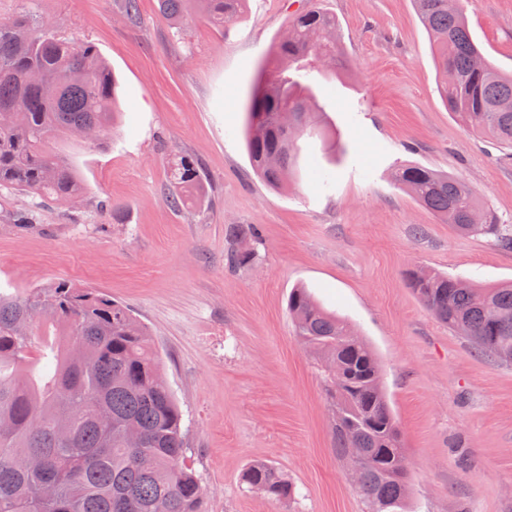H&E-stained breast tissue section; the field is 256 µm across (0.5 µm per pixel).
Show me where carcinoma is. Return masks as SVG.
<instances>
[{"label": "carcinoma", "instance_id": "cac0c4a2", "mask_svg": "<svg viewBox=\"0 0 512 512\" xmlns=\"http://www.w3.org/2000/svg\"><path fill=\"white\" fill-rule=\"evenodd\" d=\"M436 50L439 92L467 128L512 147V76L473 40L457 0H415ZM198 6L214 28L243 15L244 0H158L181 32ZM342 49L336 17L312 9L293 19L257 72L246 112L253 167L281 189L300 171V151L280 113L300 127L322 122L304 110L313 73L336 72ZM117 85L110 67L84 40L61 35L30 10L0 21V191L68 205L85 194L82 178L53 149L75 135L104 137L114 120ZM396 182L462 235L494 238L512 249V232L482 207L464 180L417 166ZM168 202L181 208L201 184L188 156L172 167ZM224 261L255 262L251 224L224 227ZM422 304L479 353L512 363V284L480 286L439 272L409 273ZM296 335L321 366L336 457L361 453L358 492L367 512H407L408 461L381 367L370 345L305 288L288 295ZM130 428L142 442L126 441ZM246 490L281 503L295 484L275 465L249 464ZM200 478L187 462L183 414L159 367L147 328L130 309L94 289L67 282L0 293V512H202Z\"/></svg>", "mask_w": 512, "mask_h": 512}]
</instances>
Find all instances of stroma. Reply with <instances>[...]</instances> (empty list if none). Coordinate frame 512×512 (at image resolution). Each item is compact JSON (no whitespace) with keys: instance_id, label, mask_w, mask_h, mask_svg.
Returning a JSON list of instances; mask_svg holds the SVG:
<instances>
[{"instance_id":"stroma-1","label":"stroma","mask_w":512,"mask_h":512,"mask_svg":"<svg viewBox=\"0 0 512 512\" xmlns=\"http://www.w3.org/2000/svg\"><path fill=\"white\" fill-rule=\"evenodd\" d=\"M120 0H33L68 37L92 42L118 76L120 116L100 144L57 150L81 175L73 208L0 194V292L57 280L103 291L155 340L183 411L204 512H366L333 445V407L298 340L288 294L303 287L377 355L409 462L410 512H512V364L478 354L423 306L409 271L493 285L512 281V250L457 233L398 184L416 165L467 180L512 228V150L449 112L414 0H247L223 30L192 17L173 37L157 0L128 22ZM473 38L512 73V0H463ZM335 16L344 69L313 81L336 132L329 187L285 190L254 171L245 105L289 18ZM200 166L201 199L175 210L170 169ZM251 224L254 264L224 262V227ZM296 484L285 505L246 491L248 464Z\"/></svg>"}]
</instances>
